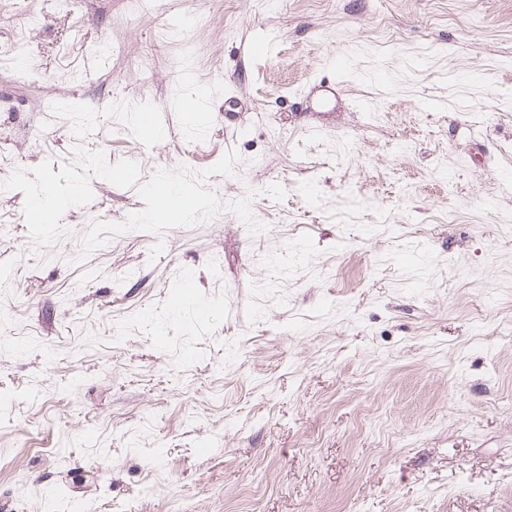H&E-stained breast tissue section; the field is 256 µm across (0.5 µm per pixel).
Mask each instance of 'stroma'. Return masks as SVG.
Returning a JSON list of instances; mask_svg holds the SVG:
<instances>
[{"label":"stroma","instance_id":"1","mask_svg":"<svg viewBox=\"0 0 512 512\" xmlns=\"http://www.w3.org/2000/svg\"><path fill=\"white\" fill-rule=\"evenodd\" d=\"M160 2L0 0V512H512V0ZM156 206L161 218V224H178L183 212L181 210L167 207L169 200L167 188L164 184H159L155 188Z\"/></svg>","mask_w":512,"mask_h":512}]
</instances>
